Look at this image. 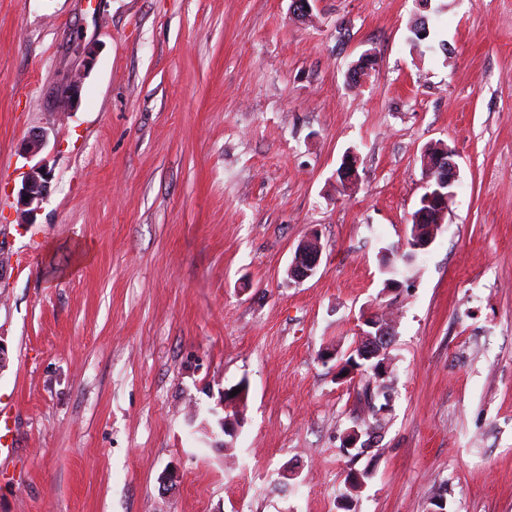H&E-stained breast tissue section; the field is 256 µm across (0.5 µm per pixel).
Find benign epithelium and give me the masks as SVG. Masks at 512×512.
Here are the masks:
<instances>
[{
	"label": "benign epithelium",
	"instance_id": "1",
	"mask_svg": "<svg viewBox=\"0 0 512 512\" xmlns=\"http://www.w3.org/2000/svg\"><path fill=\"white\" fill-rule=\"evenodd\" d=\"M453 150L442 145L439 151L432 157L424 156V193L420 197L419 204L411 215L413 231L410 246L418 251L428 249L435 240L437 231L443 223L445 215L456 192V164L453 161ZM435 169L439 176L434 177L429 169ZM357 158L349 153L344 156L337 175L345 183H350L356 178ZM48 172L41 165L30 170L23 187L19 191V199L29 197L26 204L42 198L47 192ZM322 247L318 236L312 234L302 240L293 254L291 264L288 267V277L295 282H303L312 277L320 264ZM364 323L371 331L360 332L357 347L361 357L368 361L382 356L388 351L393 330L382 324L376 316H370Z\"/></svg>",
	"mask_w": 512,
	"mask_h": 512
}]
</instances>
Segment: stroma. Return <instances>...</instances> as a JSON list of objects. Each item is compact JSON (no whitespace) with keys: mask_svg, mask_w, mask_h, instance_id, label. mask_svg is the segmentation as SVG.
<instances>
[{"mask_svg":"<svg viewBox=\"0 0 512 512\" xmlns=\"http://www.w3.org/2000/svg\"><path fill=\"white\" fill-rule=\"evenodd\" d=\"M291 5L0 0V512H339L353 468L354 512H512V0ZM436 142L456 196L412 259ZM385 308L392 407L355 459L338 361ZM48 172L42 165L35 166L28 173L27 179L23 187L19 191V199L29 205L34 200L41 199L47 192L48 187ZM28 196L29 200L24 201V197ZM322 247L317 235H309L302 240L293 254L288 267V277L295 282H303L312 277L320 264Z\"/></svg>","mask_w":512,"mask_h":512,"instance_id":"1","label":"stroma"}]
</instances>
